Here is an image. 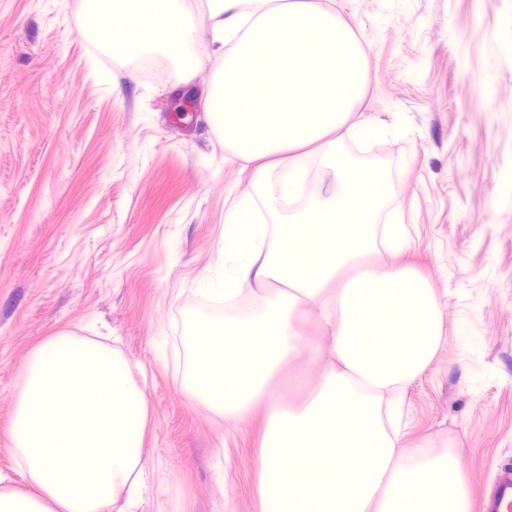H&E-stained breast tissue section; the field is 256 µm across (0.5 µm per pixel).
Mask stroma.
Segmentation results:
<instances>
[{
  "label": "stroma",
  "mask_w": 512,
  "mask_h": 512,
  "mask_svg": "<svg viewBox=\"0 0 512 512\" xmlns=\"http://www.w3.org/2000/svg\"><path fill=\"white\" fill-rule=\"evenodd\" d=\"M367 52L361 112L406 259L443 304V341L409 388L406 438L466 464L471 512L512 461V0H319ZM85 0H0V484L22 477L8 428L20 369L65 332L124 356L149 404L138 512H257L258 425L180 390L179 338L249 171L202 110L218 67L183 78L82 35ZM179 485L180 498L166 493Z\"/></svg>",
  "instance_id": "stroma-1"
}]
</instances>
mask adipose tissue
<instances>
[{
  "label": "adipose tissue",
  "instance_id": "ef3b65f1",
  "mask_svg": "<svg viewBox=\"0 0 512 512\" xmlns=\"http://www.w3.org/2000/svg\"><path fill=\"white\" fill-rule=\"evenodd\" d=\"M21 376L9 435L25 483L0 488V512H135L149 410L126 360L63 333Z\"/></svg>",
  "mask_w": 512,
  "mask_h": 512
}]
</instances>
